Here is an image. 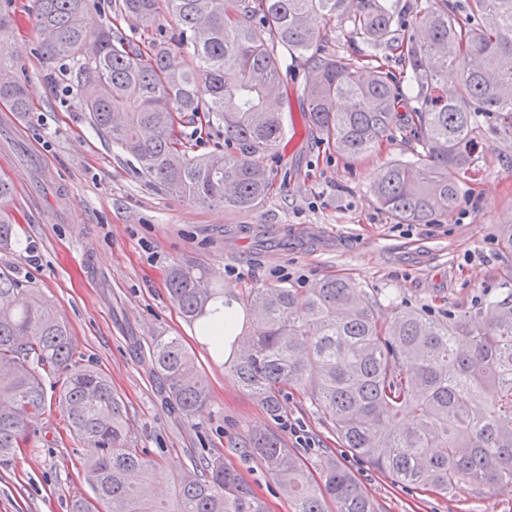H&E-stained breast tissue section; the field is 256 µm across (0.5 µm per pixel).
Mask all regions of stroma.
Listing matches in <instances>:
<instances>
[{
  "mask_svg": "<svg viewBox=\"0 0 512 512\" xmlns=\"http://www.w3.org/2000/svg\"><path fill=\"white\" fill-rule=\"evenodd\" d=\"M11 10L15 23L0 45L33 107L16 112L0 100V178L13 185L18 237L13 250L0 251V270L55 306L73 333L74 366L110 379L135 446L173 475L223 452L268 512H288V502L245 443L270 428L310 467L335 454L382 512H512L509 491L478 495L463 484L443 496L394 482L343 448L300 391L286 390L279 419H271L167 289L169 271L182 265L228 293L344 276L390 312L408 306L444 315L498 295L512 266L500 240L501 225L512 223V144L484 130L489 150L476 180L463 184L457 210L430 224L400 223L371 185L385 163L409 158L410 144L396 132L362 157L329 149L302 110L307 69L288 58L282 111L290 140L266 161L273 192L248 212L195 205L143 177L87 121L70 64L39 51L35 0H11ZM156 336L179 337L207 380L208 404L193 418L165 399L139 351ZM64 379L46 375L50 407L29 447L0 466V512H71L75 499L93 495L82 443L58 402Z\"/></svg>",
  "mask_w": 512,
  "mask_h": 512,
  "instance_id": "obj_1",
  "label": "stroma"
}]
</instances>
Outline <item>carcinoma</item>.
I'll return each instance as SVG.
<instances>
[{"label": "carcinoma", "mask_w": 512, "mask_h": 512, "mask_svg": "<svg viewBox=\"0 0 512 512\" xmlns=\"http://www.w3.org/2000/svg\"><path fill=\"white\" fill-rule=\"evenodd\" d=\"M91 0H36L42 54L71 63L81 109L144 175L166 192L201 205L252 209L270 194L263 165L286 128L278 104V52L305 60L308 120L337 153L372 151L400 120L404 93L387 71L316 53L318 23L341 19L359 53L400 51L417 110L406 116L418 142L415 160H394L377 174L380 207L405 224L451 214L461 186L479 170L487 146L479 118L512 140V0H417L400 40L398 0H114V19L132 15L139 37L112 26L91 32ZM177 19L182 37L163 35ZM184 57L177 66L172 55ZM458 82L445 80L448 67ZM0 48V100L31 110L28 88L12 76ZM199 122L224 135V148L193 154L181 130ZM12 185L0 180V250L16 245L6 210ZM173 301L204 336H223L238 382L278 416L288 388L306 395L343 446L404 485L425 480L441 495L466 484L476 493L512 491V289L442 319L400 308L392 313L348 278L308 288H248L227 294L199 269L177 266ZM154 371L179 412L192 418L208 401L194 357L176 336L148 344ZM73 334L33 288L0 273V465L29 444L47 406L46 372L69 366ZM62 407L84 443L93 499L73 512H267L265 501L217 452L175 479L172 502L154 497L164 467L131 447L121 401L107 376L84 368L66 379ZM287 497L289 512H380L331 453L320 480L274 430L248 440Z\"/></svg>", "instance_id": "cac0c4a2"}]
</instances>
